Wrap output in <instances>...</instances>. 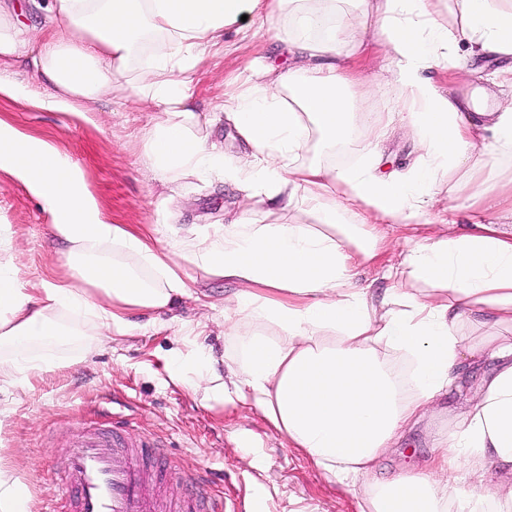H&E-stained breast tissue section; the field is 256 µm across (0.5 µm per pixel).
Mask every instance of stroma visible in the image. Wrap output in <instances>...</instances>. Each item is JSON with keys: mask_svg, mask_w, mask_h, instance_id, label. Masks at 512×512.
<instances>
[{"mask_svg": "<svg viewBox=\"0 0 512 512\" xmlns=\"http://www.w3.org/2000/svg\"><path fill=\"white\" fill-rule=\"evenodd\" d=\"M268 25L248 18L241 30L224 34V45L202 59L195 104L213 111L225 91L236 88L248 65L258 57L283 69L288 55L267 32ZM385 61L372 53L358 60L370 106L394 110L397 90L384 79ZM96 123L62 112H47L30 100L0 97V121L25 136L45 141L66 154L83 172L88 190L114 224H128L152 236L157 211L178 215L179 228L224 224L244 206L237 186L221 181L188 182L173 193L159 181L146 179L138 155L141 129L161 119L159 109L106 100L94 106ZM50 215L20 183L0 171V260L19 255L23 279L64 281L71 272L60 257L61 243L52 238ZM196 298L175 307L178 323L157 333L128 336L88 353V339L73 337L50 346L58 365L27 373L24 383H0V466L15 471L24 485L30 512L62 498L64 441L80 426L96 421L97 409L109 397L130 401L128 430L164 439L174 465H205L213 494L225 502H244L261 512H357L353 493L314 466L287 437L272 429L261 413L238 402L207 406L188 387L168 375L169 354L183 327L200 320L204 303L223 307L234 292L224 280L199 279ZM479 377L461 373L436 412L406 430L376 475L391 478L419 466L432 454L463 409Z\"/></svg>", "mask_w": 512, "mask_h": 512, "instance_id": "stroma-1", "label": "stroma"}]
</instances>
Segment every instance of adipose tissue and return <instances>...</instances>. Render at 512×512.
<instances>
[{"label": "adipose tissue", "instance_id": "ef3b65f1", "mask_svg": "<svg viewBox=\"0 0 512 512\" xmlns=\"http://www.w3.org/2000/svg\"><path fill=\"white\" fill-rule=\"evenodd\" d=\"M32 30L0 7V96L76 112L102 97L150 103L160 121L140 136L149 174L180 184L220 178L255 205L278 202L307 223L260 224L241 212L227 224L169 229L163 245L107 222L84 175L54 146L0 123V170L50 212L68 282L25 288L16 259L0 262V348L67 342L72 315L97 341L167 328L162 315L189 296L195 274L233 282L224 330L236 355L218 364L196 346L170 377L204 402L238 400L261 411L319 469L361 487L359 512H488L512 502V177L466 200L471 229L398 243L390 233L431 221L444 176L512 162V97L443 93L437 63L470 73L480 57H512V0H37ZM270 22L294 58L220 102L210 124L230 120L249 145L229 158L199 133L198 67L242 16ZM370 30L363 38L362 30ZM380 47L399 112H374L350 63ZM27 71L46 92L20 79ZM404 122L420 147L383 174L377 151ZM361 133L365 159L305 162L310 137L325 148ZM378 267L391 286L375 298L358 275ZM492 362L467 409L425 465L391 479L375 465L435 406L456 372Z\"/></svg>", "mask_w": 512, "mask_h": 512}]
</instances>
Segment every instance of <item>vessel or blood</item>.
<instances>
[{"instance_id": "obj_1", "label": "vessel or blood", "mask_w": 512, "mask_h": 512, "mask_svg": "<svg viewBox=\"0 0 512 512\" xmlns=\"http://www.w3.org/2000/svg\"><path fill=\"white\" fill-rule=\"evenodd\" d=\"M100 416L67 444L62 472L69 512H224L208 490L205 467L172 466L165 444L150 434L132 436L124 412L113 406ZM174 482L187 495L163 501Z\"/></svg>"}]
</instances>
